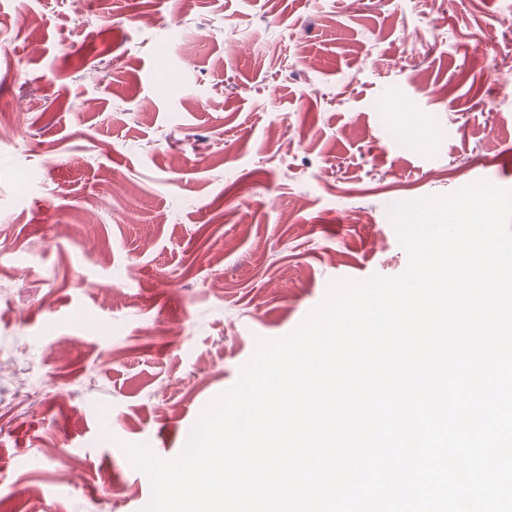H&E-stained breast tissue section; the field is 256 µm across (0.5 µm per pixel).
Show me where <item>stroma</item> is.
I'll list each match as a JSON object with an SVG mask.
<instances>
[{"label":"stroma","instance_id":"obj_1","mask_svg":"<svg viewBox=\"0 0 512 512\" xmlns=\"http://www.w3.org/2000/svg\"><path fill=\"white\" fill-rule=\"evenodd\" d=\"M508 14L0 0V512H141L122 444L176 457L257 339L401 274L391 205L512 189Z\"/></svg>","mask_w":512,"mask_h":512}]
</instances>
